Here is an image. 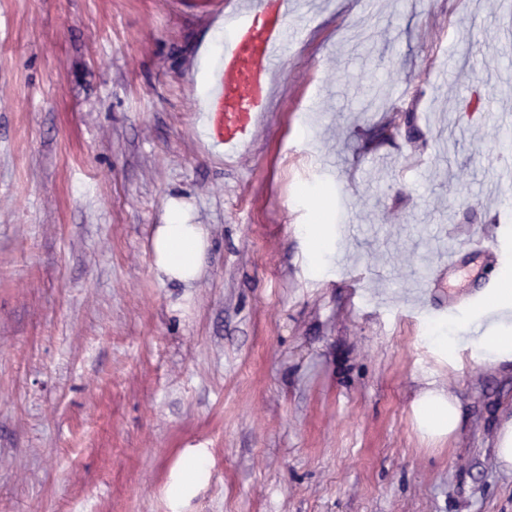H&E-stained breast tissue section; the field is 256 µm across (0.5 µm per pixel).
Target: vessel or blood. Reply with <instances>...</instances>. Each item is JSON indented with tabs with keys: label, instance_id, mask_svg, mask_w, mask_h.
<instances>
[{
	"label": "vessel or blood",
	"instance_id": "vessel-or-blood-1",
	"mask_svg": "<svg viewBox=\"0 0 512 512\" xmlns=\"http://www.w3.org/2000/svg\"><path fill=\"white\" fill-rule=\"evenodd\" d=\"M210 19L223 24L224 46L209 62L210 89L201 101L204 131L212 146L238 151L253 141L267 110L288 25L303 16L291 0H252L242 9H217Z\"/></svg>",
	"mask_w": 512,
	"mask_h": 512
}]
</instances>
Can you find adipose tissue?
<instances>
[{"mask_svg": "<svg viewBox=\"0 0 512 512\" xmlns=\"http://www.w3.org/2000/svg\"><path fill=\"white\" fill-rule=\"evenodd\" d=\"M208 233L203 225L184 224L179 219L158 225L153 237L155 265L159 274L183 283L197 280L202 272ZM488 315L497 332L482 337L489 362L512 355V278L504 277Z\"/></svg>", "mask_w": 512, "mask_h": 512, "instance_id": "ef3b65f1", "label": "adipose tissue"}]
</instances>
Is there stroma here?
Masks as SVG:
<instances>
[{"mask_svg":"<svg viewBox=\"0 0 512 512\" xmlns=\"http://www.w3.org/2000/svg\"><path fill=\"white\" fill-rule=\"evenodd\" d=\"M216 2L0 0V512H512V361L424 335L512 273L502 0H326L230 159ZM175 210L190 288L155 272ZM208 233L201 224H181L174 216L160 224L153 237L155 265L159 274L189 284L202 272Z\"/></svg>","mask_w":512,"mask_h":512,"instance_id":"35a3bbf8","label":"stroma"}]
</instances>
